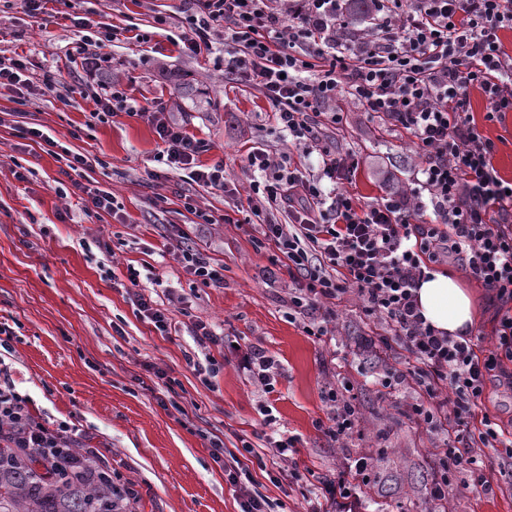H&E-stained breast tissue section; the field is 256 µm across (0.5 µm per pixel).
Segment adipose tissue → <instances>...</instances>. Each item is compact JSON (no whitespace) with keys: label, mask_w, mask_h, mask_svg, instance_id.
Masks as SVG:
<instances>
[{"label":"adipose tissue","mask_w":512,"mask_h":512,"mask_svg":"<svg viewBox=\"0 0 512 512\" xmlns=\"http://www.w3.org/2000/svg\"><path fill=\"white\" fill-rule=\"evenodd\" d=\"M417 295L424 319L435 329L452 335L472 329L475 321L472 296L452 275L430 272L422 280Z\"/></svg>","instance_id":"1"}]
</instances>
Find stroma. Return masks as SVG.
<instances>
[{
	"instance_id": "obj_1",
	"label": "stroma",
	"mask_w": 512,
	"mask_h": 512,
	"mask_svg": "<svg viewBox=\"0 0 512 512\" xmlns=\"http://www.w3.org/2000/svg\"><path fill=\"white\" fill-rule=\"evenodd\" d=\"M93 31L125 22L148 33L145 44L123 41L103 49L109 70L130 104L152 101L181 114L208 149L200 164L223 165L226 178L247 182L242 167L248 148H288L273 108L254 88L225 87L213 55L179 57L170 41L181 30L180 0H89ZM166 14V30L154 27ZM81 35L62 16L43 20L9 10L0 19V49L27 56L34 73L65 65V52ZM65 100L33 95L20 104L0 94V364L33 414L54 424H74L83 444L97 448L114 471L137 483L135 512H239L238 486L211 455L212 437L225 448L251 445L264 453L266 437L279 433L293 446L282 467L250 472L275 512H310L327 484L359 454H367L368 483L390 512H418L413 487H431L437 475L435 447L457 446L447 430L429 431L415 419L409 385L394 390L379 382L393 362L355 295L300 311L291 307L296 286L280 252L259 244L249 213L238 212L218 191L163 182L162 144L147 119L125 113L102 120L80 94L76 75L66 78ZM336 134V144L354 153L358 169L345 189L368 200L381 193L369 163L380 157L399 177L414 164L410 136L355 108ZM36 127L71 151L95 158L89 180L111 191L114 211L87 218L63 159L21 136ZM197 198L214 223H198L180 211L178 194ZM164 202H157V195ZM235 221L223 223L226 214ZM185 235L224 267V285L201 288L182 267L176 240ZM474 294L472 341L477 353L495 349L496 303L492 291L456 259L439 263ZM141 288L170 310L172 325L160 334L141 318L128 295L130 272ZM223 334L221 345L203 350L192 338L197 321ZM325 335L310 333L311 325ZM257 347L276 362L271 392H263L242 368V355ZM213 357L218 371L199 377L195 363ZM154 365L174 378L173 387L149 376ZM354 407L357 422L343 444L328 429V389ZM271 410L274 424L264 422ZM305 476L292 479V470ZM451 512H512V470L492 471V491L473 490L469 474L452 467Z\"/></svg>"
}]
</instances>
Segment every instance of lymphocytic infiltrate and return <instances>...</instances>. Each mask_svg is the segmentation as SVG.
<instances>
[{"mask_svg":"<svg viewBox=\"0 0 512 512\" xmlns=\"http://www.w3.org/2000/svg\"><path fill=\"white\" fill-rule=\"evenodd\" d=\"M375 4L353 28L348 0H187L178 47L194 58L223 45L217 66L225 81L258 90L291 147L318 156L313 169L262 148L245 158L252 176L248 206L261 220L264 241L275 245L299 283L292 304L315 308L356 293L385 338L406 353L404 368L388 369L383 387L415 383L417 420L432 427L446 417L468 441L450 449L454 464L487 491L489 464L512 466L511 432L487 414L478 428L470 426L490 382L512 387V183L493 164L495 144L475 121L472 95L486 101V122H504L512 112V54L500 36L512 29V0ZM66 60L86 74L97 113L119 108L152 122L170 171L186 183L239 196L222 166L198 165L205 144L183 123L153 104H128L98 53L80 45ZM34 85L40 94H60L62 69L35 77L24 57L0 56V90ZM344 100L407 131L418 159L412 188L386 185L369 201L343 190L359 161L336 151L325 132L343 124ZM275 208L287 212V223L273 221ZM177 249L196 284L223 287L224 267L207 251L183 242ZM456 256L508 304L498 346L485 354L468 335L433 328L418 306L428 263ZM7 444L49 459L87 453L76 429L35 418L27 397L6 381L0 383V447Z\"/></svg>","mask_w":512,"mask_h":512,"instance_id":"f902f5d3","label":"lymphocytic infiltrate"}]
</instances>
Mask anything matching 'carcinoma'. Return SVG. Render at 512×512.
<instances>
[{"mask_svg": "<svg viewBox=\"0 0 512 512\" xmlns=\"http://www.w3.org/2000/svg\"><path fill=\"white\" fill-rule=\"evenodd\" d=\"M66 457L51 466L24 448L0 447V512H121L112 483L74 475Z\"/></svg>", "mask_w": 512, "mask_h": 512, "instance_id": "cac0c4a2", "label": "carcinoma"}]
</instances>
